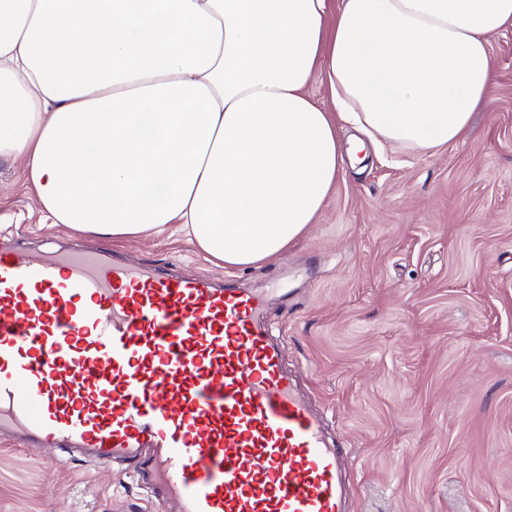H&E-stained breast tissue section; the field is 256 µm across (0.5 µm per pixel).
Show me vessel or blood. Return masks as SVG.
Wrapping results in <instances>:
<instances>
[{
	"label": "vessel or blood",
	"mask_w": 512,
	"mask_h": 512,
	"mask_svg": "<svg viewBox=\"0 0 512 512\" xmlns=\"http://www.w3.org/2000/svg\"><path fill=\"white\" fill-rule=\"evenodd\" d=\"M267 298L0 246V430L139 462L178 512H348L346 452L285 369Z\"/></svg>",
	"instance_id": "b4317fda"
}]
</instances>
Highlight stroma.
<instances>
[{
	"label": "stroma",
	"mask_w": 512,
	"mask_h": 512,
	"mask_svg": "<svg viewBox=\"0 0 512 512\" xmlns=\"http://www.w3.org/2000/svg\"><path fill=\"white\" fill-rule=\"evenodd\" d=\"M492 107L429 154L345 166L278 260L207 262L182 238L120 246L138 265L268 292L288 370L349 449L350 512H512V35L490 39ZM0 243L40 261L101 239L50 223L0 158ZM0 512H174L134 464L0 435Z\"/></svg>",
	"instance_id": "1"
}]
</instances>
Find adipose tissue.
<instances>
[{
	"mask_svg": "<svg viewBox=\"0 0 512 512\" xmlns=\"http://www.w3.org/2000/svg\"><path fill=\"white\" fill-rule=\"evenodd\" d=\"M510 31L512 0H0V157L70 232L257 267L364 150L337 118L421 153L457 140Z\"/></svg>",
	"mask_w": 512,
	"mask_h": 512,
	"instance_id": "adipose-tissue-1",
	"label": "adipose tissue"
}]
</instances>
